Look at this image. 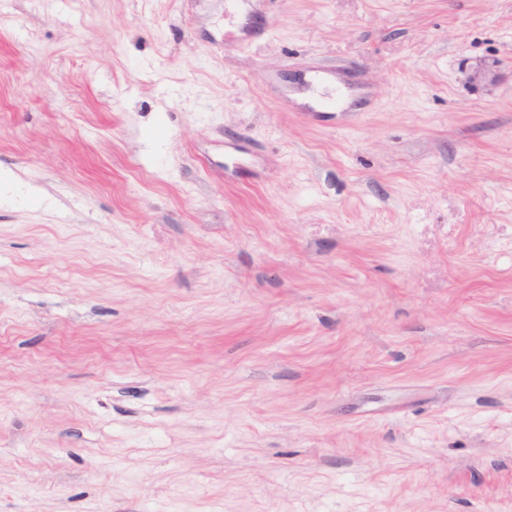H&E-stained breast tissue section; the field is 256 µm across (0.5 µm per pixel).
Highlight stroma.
Segmentation results:
<instances>
[{
    "instance_id": "stroma-1",
    "label": "stroma",
    "mask_w": 512,
    "mask_h": 512,
    "mask_svg": "<svg viewBox=\"0 0 512 512\" xmlns=\"http://www.w3.org/2000/svg\"><path fill=\"white\" fill-rule=\"evenodd\" d=\"M0 512H512V0H0Z\"/></svg>"
}]
</instances>
